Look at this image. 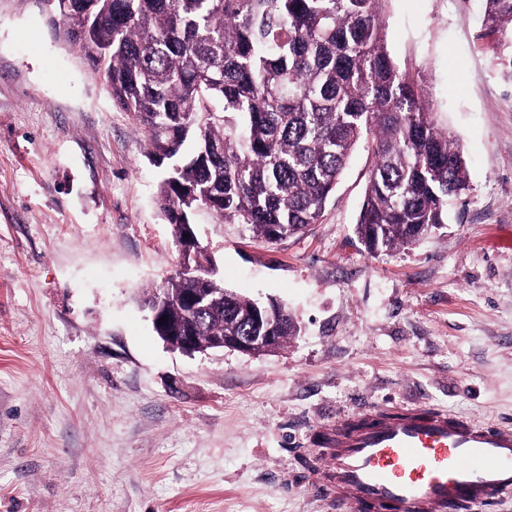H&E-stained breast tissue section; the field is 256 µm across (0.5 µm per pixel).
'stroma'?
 Instances as JSON below:
<instances>
[{"mask_svg":"<svg viewBox=\"0 0 512 512\" xmlns=\"http://www.w3.org/2000/svg\"><path fill=\"white\" fill-rule=\"evenodd\" d=\"M485 0H387V49L461 146L466 196L414 245L355 232L359 145L277 243L198 209L225 288L284 304L275 351L191 355L143 301L179 268L158 170L42 0H0V512H337L329 433L370 404L512 427V33Z\"/></svg>","mask_w":512,"mask_h":512,"instance_id":"35a3bbf8","label":"stroma"}]
</instances>
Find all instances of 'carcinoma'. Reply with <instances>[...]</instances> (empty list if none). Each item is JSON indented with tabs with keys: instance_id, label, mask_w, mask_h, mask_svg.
<instances>
[{
	"instance_id": "cac0c4a2",
	"label": "carcinoma",
	"mask_w": 512,
	"mask_h": 512,
	"mask_svg": "<svg viewBox=\"0 0 512 512\" xmlns=\"http://www.w3.org/2000/svg\"><path fill=\"white\" fill-rule=\"evenodd\" d=\"M57 35L140 126L163 170L160 209L176 242L205 207L273 243L319 223L360 140L373 157L357 233L372 254L413 245L448 223L469 190L463 151L429 106L423 80L387 50L386 0H90ZM491 31L512 0H485ZM243 117L238 129L230 115ZM194 153L179 161L188 137ZM207 288L189 313L180 295ZM186 272L150 296L195 335L264 325L254 301Z\"/></svg>"
}]
</instances>
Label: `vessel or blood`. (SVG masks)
Listing matches in <instances>:
<instances>
[{
	"label": "vessel or blood",
	"mask_w": 512,
	"mask_h": 512,
	"mask_svg": "<svg viewBox=\"0 0 512 512\" xmlns=\"http://www.w3.org/2000/svg\"><path fill=\"white\" fill-rule=\"evenodd\" d=\"M326 495L341 512H462L512 494V430L433 406L338 424Z\"/></svg>",
	"instance_id": "obj_1"
}]
</instances>
